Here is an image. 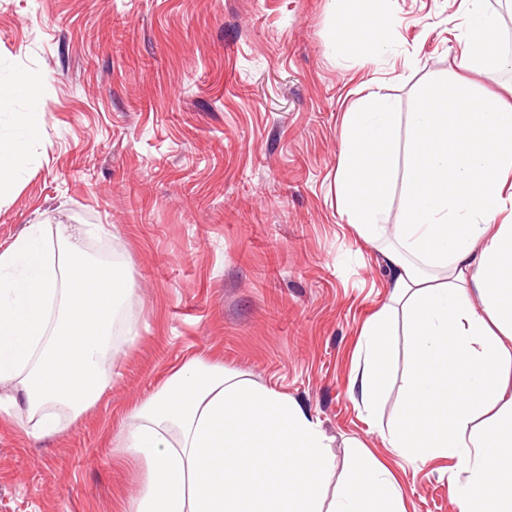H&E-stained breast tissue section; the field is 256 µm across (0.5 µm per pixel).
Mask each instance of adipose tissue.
I'll list each match as a JSON object with an SVG mask.
<instances>
[{
    "label": "adipose tissue",
    "instance_id": "ef3b65f1",
    "mask_svg": "<svg viewBox=\"0 0 512 512\" xmlns=\"http://www.w3.org/2000/svg\"><path fill=\"white\" fill-rule=\"evenodd\" d=\"M462 65L491 68L498 26L485 0H463ZM350 11L362 56L389 44L362 0ZM33 78L0 84V186L12 181L40 125L17 99ZM336 205L375 242L390 299L408 318L411 368L401 414L382 437L402 457L453 464L458 512H512V106L458 86L398 112L372 92L346 112ZM403 210L388 216L395 196ZM128 298L111 266L91 261L70 226L31 224L0 251V414L26 411L27 437L63 431L112 381L113 328ZM390 307L361 330L350 390L376 412ZM121 455L145 466L124 512H406L393 472L364 446L357 471L332 487L318 420L275 390L192 357L134 405Z\"/></svg>",
    "mask_w": 512,
    "mask_h": 512
}]
</instances>
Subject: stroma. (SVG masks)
Returning <instances> with one entry per match:
<instances>
[{"label":"stroma","mask_w":512,"mask_h":512,"mask_svg":"<svg viewBox=\"0 0 512 512\" xmlns=\"http://www.w3.org/2000/svg\"><path fill=\"white\" fill-rule=\"evenodd\" d=\"M385 54L338 56L332 0H0V82L38 79L43 114L0 191V250L30 224H101L130 288L112 383L64 431L34 441L0 418V512H122L143 467L118 458L133 404L192 356L298 403L329 439L334 482L363 443L407 512H457L448 463L386 447L409 360L394 313L380 406L349 391L359 332L389 301V271L336 207L344 112L373 86L414 111L423 93L512 84V66L461 68V0H387ZM128 23L121 47L107 37Z\"/></svg>","instance_id":"obj_1"}]
</instances>
